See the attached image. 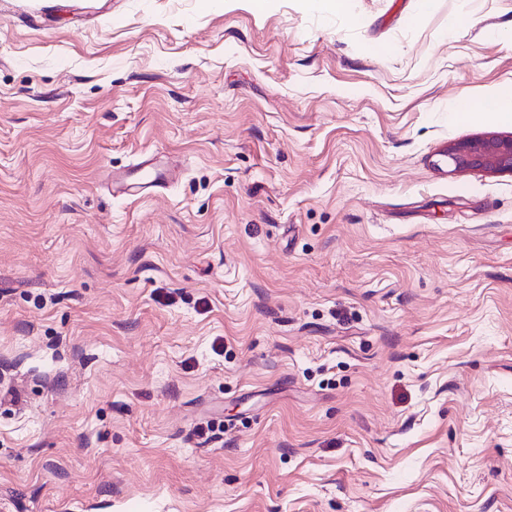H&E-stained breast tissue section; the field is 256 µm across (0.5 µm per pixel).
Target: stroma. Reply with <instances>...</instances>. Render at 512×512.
I'll use <instances>...</instances> for the list:
<instances>
[{
	"instance_id": "1",
	"label": "stroma",
	"mask_w": 512,
	"mask_h": 512,
	"mask_svg": "<svg viewBox=\"0 0 512 512\" xmlns=\"http://www.w3.org/2000/svg\"><path fill=\"white\" fill-rule=\"evenodd\" d=\"M506 86L512 0H0V512H512ZM449 172L487 171L512 175V135L473 137L448 145ZM137 169L145 170L148 169L149 177L146 182L142 183H131L125 185V193L131 189H135L133 192L153 190L165 187L171 180L176 176L175 170L165 171L162 167L154 163L153 157H148L142 160Z\"/></svg>"
}]
</instances>
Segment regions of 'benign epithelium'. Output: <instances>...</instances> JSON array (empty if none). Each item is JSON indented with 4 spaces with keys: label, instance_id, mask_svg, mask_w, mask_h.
<instances>
[{
    "label": "benign epithelium",
    "instance_id": "benign-epithelium-1",
    "mask_svg": "<svg viewBox=\"0 0 512 512\" xmlns=\"http://www.w3.org/2000/svg\"><path fill=\"white\" fill-rule=\"evenodd\" d=\"M448 165L455 172L487 171L512 175V135L473 137L448 145Z\"/></svg>",
    "mask_w": 512,
    "mask_h": 512
}]
</instances>
